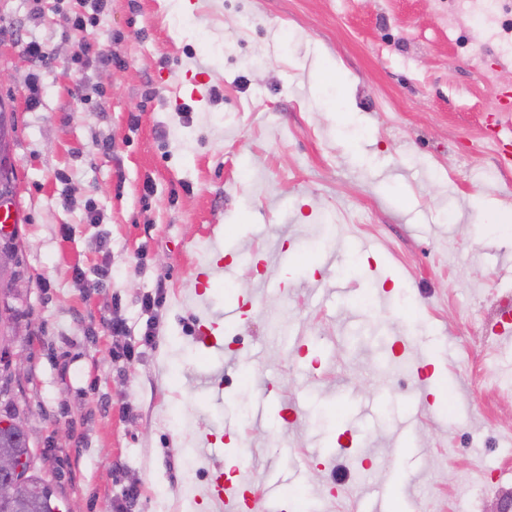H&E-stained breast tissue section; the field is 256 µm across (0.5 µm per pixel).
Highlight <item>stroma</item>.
Returning a JSON list of instances; mask_svg holds the SVG:
<instances>
[{"instance_id":"1","label":"stroma","mask_w":512,"mask_h":512,"mask_svg":"<svg viewBox=\"0 0 512 512\" xmlns=\"http://www.w3.org/2000/svg\"><path fill=\"white\" fill-rule=\"evenodd\" d=\"M74 2L0 0L24 281L0 410L62 512H224L232 449L251 512L276 481L283 512L376 487L502 512L512 34L475 0H107L78 61Z\"/></svg>"}]
</instances>
